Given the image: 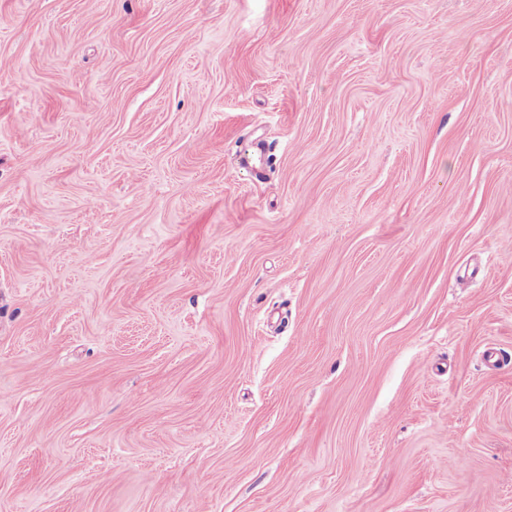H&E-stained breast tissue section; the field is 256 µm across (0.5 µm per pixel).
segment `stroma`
<instances>
[{
	"instance_id": "1",
	"label": "stroma",
	"mask_w": 512,
	"mask_h": 512,
	"mask_svg": "<svg viewBox=\"0 0 512 512\" xmlns=\"http://www.w3.org/2000/svg\"><path fill=\"white\" fill-rule=\"evenodd\" d=\"M0 512H512V0H0Z\"/></svg>"
}]
</instances>
